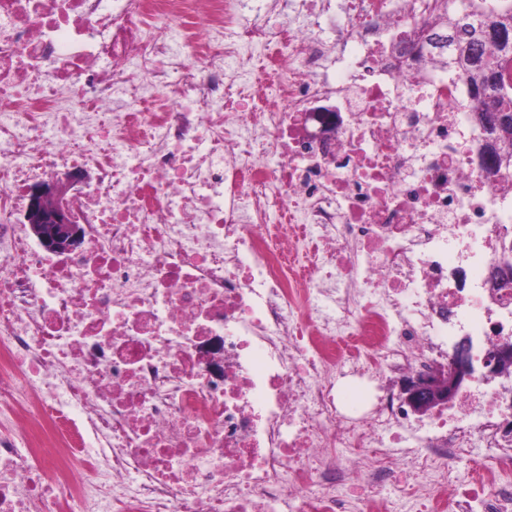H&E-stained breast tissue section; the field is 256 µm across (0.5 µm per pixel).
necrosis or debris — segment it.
<instances>
[{
  "mask_svg": "<svg viewBox=\"0 0 512 512\" xmlns=\"http://www.w3.org/2000/svg\"><path fill=\"white\" fill-rule=\"evenodd\" d=\"M271 2L0 0V512H512V378L396 392L512 340V167L417 52L444 2L332 40ZM75 173L54 256L26 190ZM475 373L465 351L456 350L448 367L403 380L400 393L417 414L426 415L435 408L453 405L462 388L477 380Z\"/></svg>",
  "mask_w": 512,
  "mask_h": 512,
  "instance_id": "obj_1",
  "label": "necrosis or debris"
}]
</instances>
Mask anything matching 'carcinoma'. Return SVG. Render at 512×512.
I'll return each instance as SVG.
<instances>
[{
    "label": "carcinoma",
    "mask_w": 512,
    "mask_h": 512,
    "mask_svg": "<svg viewBox=\"0 0 512 512\" xmlns=\"http://www.w3.org/2000/svg\"><path fill=\"white\" fill-rule=\"evenodd\" d=\"M453 10H445L434 21V36L451 39L437 53L443 64L459 73L469 88L470 110L474 120L491 136L485 153L492 167L512 165V121L499 124V113L489 110L495 101L512 109V89L505 84L504 73L512 66V45H502L484 35L489 21L512 28V0H500L499 6L480 13L477 19L467 11V0H458Z\"/></svg>",
    "instance_id": "cac0c4a2"
}]
</instances>
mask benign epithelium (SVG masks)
<instances>
[{
    "instance_id": "benign-epithelium-1",
    "label": "benign epithelium",
    "mask_w": 512,
    "mask_h": 512,
    "mask_svg": "<svg viewBox=\"0 0 512 512\" xmlns=\"http://www.w3.org/2000/svg\"><path fill=\"white\" fill-rule=\"evenodd\" d=\"M74 177L40 181L29 188L24 223L43 248L56 255H66L82 245V229L66 206L65 196ZM486 373L495 377L512 376V343L505 341L485 360ZM476 381L465 351H456L451 362L431 375L407 378L400 393L419 415L451 406L464 386Z\"/></svg>"
}]
</instances>
